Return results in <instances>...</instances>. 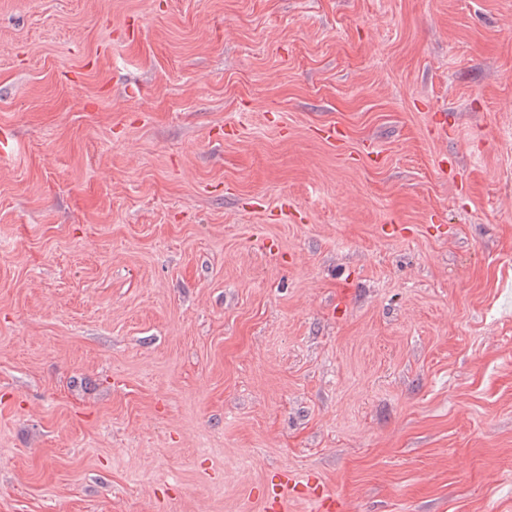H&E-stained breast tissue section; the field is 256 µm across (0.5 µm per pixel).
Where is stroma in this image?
<instances>
[{"instance_id":"obj_1","label":"stroma","mask_w":512,"mask_h":512,"mask_svg":"<svg viewBox=\"0 0 512 512\" xmlns=\"http://www.w3.org/2000/svg\"><path fill=\"white\" fill-rule=\"evenodd\" d=\"M0 133V512H512V0H0ZM284 485L290 490L293 489L298 495L314 501L318 511L334 512L336 510V498L324 493L323 487L319 484H311L310 480L306 483L297 482L288 475Z\"/></svg>"}]
</instances>
